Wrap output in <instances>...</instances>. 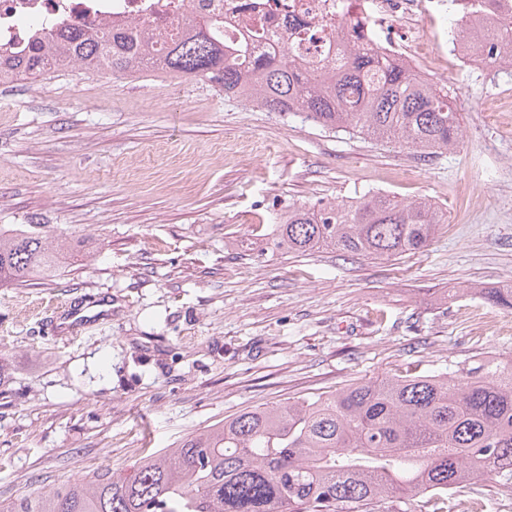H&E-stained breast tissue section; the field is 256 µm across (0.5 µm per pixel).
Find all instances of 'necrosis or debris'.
<instances>
[{
    "mask_svg": "<svg viewBox=\"0 0 512 512\" xmlns=\"http://www.w3.org/2000/svg\"><path fill=\"white\" fill-rule=\"evenodd\" d=\"M215 15L230 40L260 21L299 60L330 56L343 39L422 76L512 64V0H0V46L62 24L134 21L160 33L185 16Z\"/></svg>",
    "mask_w": 512,
    "mask_h": 512,
    "instance_id": "1",
    "label": "necrosis or debris"
}]
</instances>
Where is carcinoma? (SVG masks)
<instances>
[{
	"label": "carcinoma",
	"mask_w": 512,
	"mask_h": 512,
	"mask_svg": "<svg viewBox=\"0 0 512 512\" xmlns=\"http://www.w3.org/2000/svg\"><path fill=\"white\" fill-rule=\"evenodd\" d=\"M254 30L224 41L218 20L184 17L156 38L141 23L66 25L0 47V80L79 66L115 77L162 70L210 83L264 112L302 114L329 131L411 147L459 146L460 113L448 84L349 43L332 66L301 63ZM427 199L379 191L357 200L293 206L272 217V248L336 250L367 258L422 253L443 223ZM67 238L46 243L37 224L0 229V286L56 270ZM512 311V288H483ZM512 474V359L453 372L362 379L326 395L246 410L143 457L130 477L98 469L0 512H346L396 495L448 512V491Z\"/></svg>",
	"instance_id": "cac0c4a2"
}]
</instances>
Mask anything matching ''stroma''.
<instances>
[{
  "label": "stroma",
  "instance_id": "35a3bbf8",
  "mask_svg": "<svg viewBox=\"0 0 512 512\" xmlns=\"http://www.w3.org/2000/svg\"><path fill=\"white\" fill-rule=\"evenodd\" d=\"M446 81L463 141L425 158L162 71L0 86V225L72 238L53 276L0 287V501L133 474L247 409L512 358V312L477 294L512 283V69ZM369 190L441 208L426 252L240 247ZM448 512H512V485L450 490Z\"/></svg>",
  "mask_w": 512,
  "mask_h": 512
}]
</instances>
